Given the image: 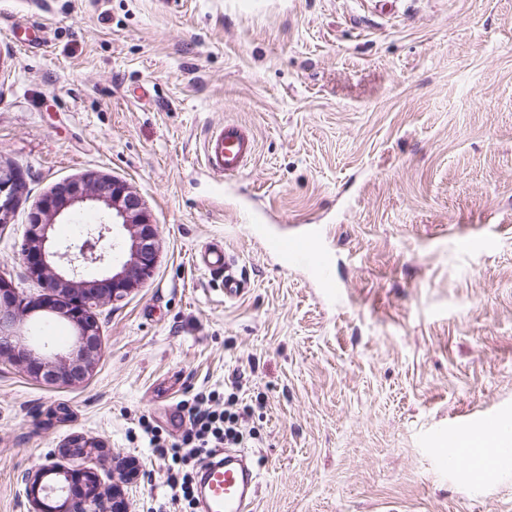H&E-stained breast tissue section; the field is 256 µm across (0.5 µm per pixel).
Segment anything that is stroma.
Returning <instances> with one entry per match:
<instances>
[{"mask_svg":"<svg viewBox=\"0 0 512 512\" xmlns=\"http://www.w3.org/2000/svg\"><path fill=\"white\" fill-rule=\"evenodd\" d=\"M257 151L218 184L208 129ZM0 161L28 194L0 276L36 297L17 244L56 184L124 181L159 226L152 276L97 308L87 378L0 363V512L24 471L132 463L128 512L167 502L138 420L180 439L183 399L237 392L257 437L251 512H512V468L449 465V426L512 422V0H0ZM317 228L327 295L248 235ZM212 240L246 291L194 257ZM101 444L64 453L71 437Z\"/></svg>","mask_w":512,"mask_h":512,"instance_id":"35a3bbf8","label":"stroma"}]
</instances>
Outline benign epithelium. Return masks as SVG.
<instances>
[{
  "label": "benign epithelium",
  "instance_id": "1",
  "mask_svg": "<svg viewBox=\"0 0 512 512\" xmlns=\"http://www.w3.org/2000/svg\"><path fill=\"white\" fill-rule=\"evenodd\" d=\"M26 192V180L16 168L0 164V224L12 223ZM94 208L102 222L85 224L72 242H55L50 230L61 217L71 224ZM159 231L142 199L117 179L88 172L55 185L31 213L19 244L26 272L43 285V293L19 310L12 282L0 276V359L21 366L47 382L77 384L92 370L101 347L94 308L123 300L152 275L157 259ZM44 313L66 321L74 330L76 352H55L34 342L21 327L22 317ZM69 447L79 455L100 448L94 439L78 436ZM112 494L100 487L91 470L59 464L35 467L21 478L30 512H48L44 499L64 496L57 512H127L119 484L134 475L128 466L117 471Z\"/></svg>",
  "mask_w": 512,
  "mask_h": 512
}]
</instances>
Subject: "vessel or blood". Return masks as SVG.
I'll list each match as a JSON object with an SVG mask.
<instances>
[{
    "mask_svg": "<svg viewBox=\"0 0 512 512\" xmlns=\"http://www.w3.org/2000/svg\"><path fill=\"white\" fill-rule=\"evenodd\" d=\"M252 134L236 123L227 122L210 130L203 141L204 162L214 175L230 178L240 174L255 155ZM251 233L284 265L298 266L312 274L324 291L334 292L336 281L328 273L330 255L317 231L295 238L273 231L262 216H255ZM198 268L224 275V298L242 295L245 286L234 272L235 262L222 242L210 243L195 256ZM258 492V478L246 465L241 451H225L223 460L205 466L198 494L205 512H248Z\"/></svg>",
    "mask_w": 512,
    "mask_h": 512,
    "instance_id": "vessel-or-blood-1",
    "label": "vessel or blood"
}]
</instances>
